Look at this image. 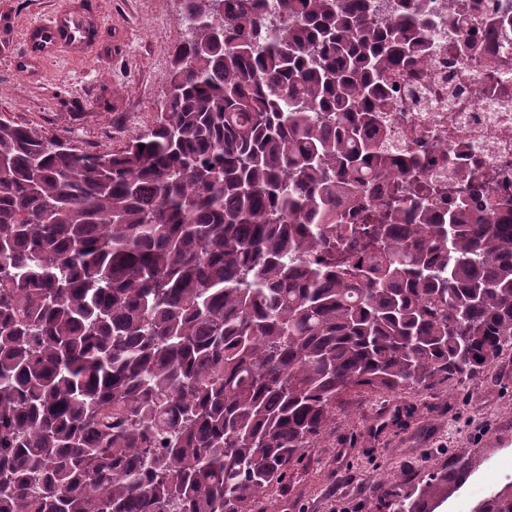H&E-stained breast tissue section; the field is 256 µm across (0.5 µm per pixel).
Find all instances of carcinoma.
Here are the masks:
<instances>
[{
    "instance_id": "obj_1",
    "label": "carcinoma",
    "mask_w": 512,
    "mask_h": 512,
    "mask_svg": "<svg viewBox=\"0 0 512 512\" xmlns=\"http://www.w3.org/2000/svg\"><path fill=\"white\" fill-rule=\"evenodd\" d=\"M216 0L118 151L0 120V512H241L342 392L512 346V201L396 184L374 136L423 0ZM460 47L476 0H452ZM200 14L181 0L179 21ZM456 481L372 495L433 512ZM474 512H512V482Z\"/></svg>"
}]
</instances>
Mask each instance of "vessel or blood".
<instances>
[{
  "label": "vessel or blood",
  "instance_id": "obj_1",
  "mask_svg": "<svg viewBox=\"0 0 512 512\" xmlns=\"http://www.w3.org/2000/svg\"><path fill=\"white\" fill-rule=\"evenodd\" d=\"M99 24V18L85 7L83 0H60L49 18L25 30L24 66L38 68L61 52L73 57L89 54L98 41Z\"/></svg>",
  "mask_w": 512,
  "mask_h": 512
}]
</instances>
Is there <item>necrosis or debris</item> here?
I'll return each mask as SVG.
<instances>
[{"instance_id": "1", "label": "necrosis or debris", "mask_w": 512, "mask_h": 512, "mask_svg": "<svg viewBox=\"0 0 512 512\" xmlns=\"http://www.w3.org/2000/svg\"><path fill=\"white\" fill-rule=\"evenodd\" d=\"M450 8L428 0L423 60L417 72L388 78L377 137L406 192L423 182L444 201L475 183L484 197L512 199V27L496 33L491 54H467L448 26ZM414 157L427 163L417 178L403 173Z\"/></svg>"}]
</instances>
